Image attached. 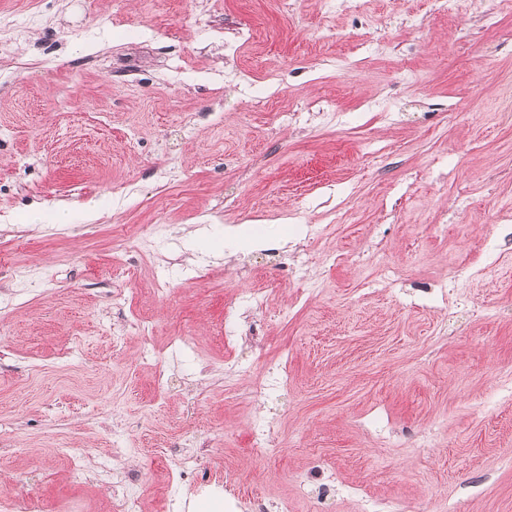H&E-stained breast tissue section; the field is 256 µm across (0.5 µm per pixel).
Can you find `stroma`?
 Wrapping results in <instances>:
<instances>
[{
  "instance_id": "stroma-1",
  "label": "stroma",
  "mask_w": 512,
  "mask_h": 512,
  "mask_svg": "<svg viewBox=\"0 0 512 512\" xmlns=\"http://www.w3.org/2000/svg\"><path fill=\"white\" fill-rule=\"evenodd\" d=\"M510 383L512 10L0 0V492L225 512L184 491L230 465L266 512H512Z\"/></svg>"
}]
</instances>
